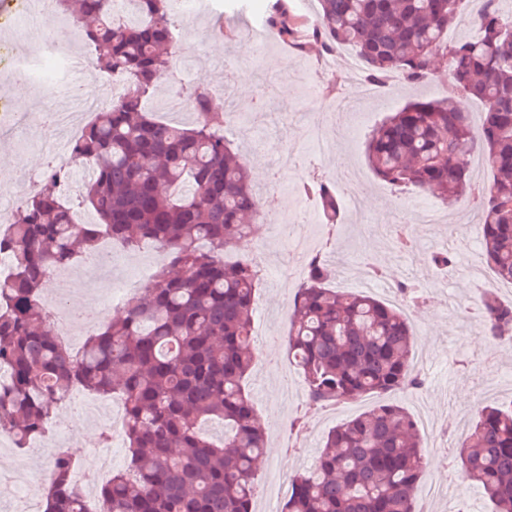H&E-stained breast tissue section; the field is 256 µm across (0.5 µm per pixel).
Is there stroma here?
Returning a JSON list of instances; mask_svg holds the SVG:
<instances>
[{
    "mask_svg": "<svg viewBox=\"0 0 512 512\" xmlns=\"http://www.w3.org/2000/svg\"><path fill=\"white\" fill-rule=\"evenodd\" d=\"M268 0H213L205 14L190 17L179 40L183 52L195 50L205 42L208 58L220 62L239 56L250 42V28L258 14L267 9ZM323 54L316 44L298 51L289 45L270 41L260 59V67L277 79L271 92H263L250 70L228 81L220 69L201 72L205 82L223 81L224 97L215 101L216 111L232 109L247 116L250 104L261 95H268V113L259 132L244 129L233 145L247 159L254 189L273 216L266 230L268 236V270L256 294L257 309L251 326L254 349H262L267 337L287 336L288 320L284 312L290 306L299 282L292 276V260L287 238L296 226L299 213H306L307 227L322 232L323 225L316 204L301 207L296 185L309 175H327L336 184L338 193H345L343 172L346 164L362 170L371 186L365 201V213L356 216L349 203H342V217L332 237L324 242L325 256H338L341 266L332 279V287H340L342 276H349L358 292H373L370 288V266L383 269L387 280L422 281L430 283V298L420 307L412 321L416 349L427 360L422 375L425 402H418L415 391L384 395V402L416 412L426 406L429 416L446 424L449 436H457L470 425L481 408L512 404V352L497 353L491 341L483 336V327L471 315L470 309L479 299L481 282L493 278L489 266H482L479 277L469 278L464 270L469 257L479 256L480 249L472 240L460 237V221L433 227L417 221L416 210L435 205L434 197L401 192L379 181L365 160V145L372 128L388 113L397 111L413 100H429L447 93L444 83L432 80L409 85L399 80L385 83V92L370 100H357L356 110L348 117L350 133L331 139L322 146L298 137V128L325 110L327 102L312 91L308 78L319 75ZM25 145L0 138V172L5 179L1 186L20 195H27L29 173L42 166L48 155L43 141L33 128L24 131ZM295 156L296 164L279 168L280 154ZM411 225L417 247L406 255L384 236V229L395 221ZM445 249L455 260L447 279H439L425 260L433 248ZM278 368L255 364L246 380V389L256 412L270 430L267 447L256 474L255 508L267 505L265 487L268 481L281 478L283 483L309 468L315 461L325 435L332 428L357 416L375 405V398L354 401L351 407L329 406L310 413L304 429L290 434L289 425L305 405L301 373L280 353ZM460 460L456 453H444L438 448L426 450L425 482L445 488L442 498H417L418 512H453L465 506L467 512H489L487 502L477 489L462 493L454 482V471Z\"/></svg>",
    "mask_w": 512,
    "mask_h": 512,
    "instance_id": "stroma-1",
    "label": "stroma"
}]
</instances>
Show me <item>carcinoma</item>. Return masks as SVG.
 I'll return each instance as SVG.
<instances>
[{"label": "carcinoma", "mask_w": 512, "mask_h": 512, "mask_svg": "<svg viewBox=\"0 0 512 512\" xmlns=\"http://www.w3.org/2000/svg\"><path fill=\"white\" fill-rule=\"evenodd\" d=\"M114 2L57 0L95 68L122 74L126 90L71 148L90 170L80 204L95 223L73 222L51 170L12 223L0 225V253L14 265L13 279L0 283V366L9 371L0 384V437L28 448L76 384L118 394L128 464L99 489L100 512H253L266 430L244 381L262 273L252 262L226 261L224 251L257 234L263 207L246 161L224 136L230 114L211 110L206 85L186 88L190 124L153 117L152 101L172 75L179 0H130L131 19L116 18ZM502 2L480 0L478 36L453 43L448 27L465 14V0H318L315 26L325 50L356 51L370 82L448 85L447 95L410 102L374 128L366 159L400 191L476 204L481 254L512 283V19ZM299 24L285 0L265 16L281 41L295 40ZM460 97L484 102L479 122L458 110ZM478 145L493 171L486 183L471 176ZM302 191L317 196L322 223L335 228L336 183L319 179ZM102 234L129 251L157 244L165 258L123 317L101 323L75 357L54 334L43 286L51 269L94 251ZM333 277L327 259L310 256L292 303L288 355L303 375L308 408L422 386L407 315L330 287ZM475 315L491 340H512V303L486 290ZM207 419L224 422L222 440L201 430ZM458 448L493 512H512V406L482 408ZM423 456L414 417L379 403L327 433L314 468L292 480L284 512H413ZM73 466L68 450L54 452L44 512H85Z\"/></svg>", "instance_id": "cac0c4a2"}]
</instances>
